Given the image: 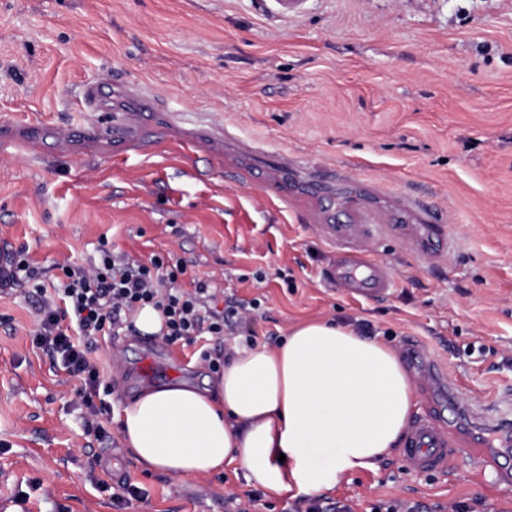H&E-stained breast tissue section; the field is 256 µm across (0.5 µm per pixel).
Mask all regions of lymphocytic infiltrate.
<instances>
[{
    "label": "lymphocytic infiltrate",
    "instance_id": "lymphocytic-infiltrate-1",
    "mask_svg": "<svg viewBox=\"0 0 512 512\" xmlns=\"http://www.w3.org/2000/svg\"><path fill=\"white\" fill-rule=\"evenodd\" d=\"M61 271L59 279H51L31 267L25 249L11 251L0 268V293L33 285L37 322L32 343L53 366L80 380L85 428L95 437L106 434L99 421L102 409L93 401L99 369L89 353L97 337L133 327L134 314L146 306L161 314V333L172 343L198 336L220 340L234 333L238 305L218 308L221 289L200 278L183 287L184 260L155 254L143 261L103 246L87 264H65Z\"/></svg>",
    "mask_w": 512,
    "mask_h": 512
}]
</instances>
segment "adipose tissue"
I'll use <instances>...</instances> for the list:
<instances>
[{"label":"adipose tissue","instance_id":"obj_1","mask_svg":"<svg viewBox=\"0 0 512 512\" xmlns=\"http://www.w3.org/2000/svg\"><path fill=\"white\" fill-rule=\"evenodd\" d=\"M414 407L397 354L327 321L276 348L237 349L202 387L148 388L118 417L144 468L176 477L239 465L267 495L317 493L400 448Z\"/></svg>","mask_w":512,"mask_h":512}]
</instances>
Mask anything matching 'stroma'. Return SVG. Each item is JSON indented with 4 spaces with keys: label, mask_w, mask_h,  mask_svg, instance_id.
<instances>
[{
    "label": "stroma",
    "mask_w": 512,
    "mask_h": 512,
    "mask_svg": "<svg viewBox=\"0 0 512 512\" xmlns=\"http://www.w3.org/2000/svg\"><path fill=\"white\" fill-rule=\"evenodd\" d=\"M136 84L170 110V125L112 158V115L79 112L73 96L93 75ZM207 126L210 145L187 161L175 150ZM0 249L27 248L35 266L82 262L100 243L140 258L173 251L188 277L261 306L223 342H165L122 331L98 337L94 397L110 434L85 431L78 379L33 347V311L0 297V495L27 512H292L243 470L177 478L143 468L116 420L138 392L202 383L199 361L218 345L275 347L297 324L371 323L393 349L411 337L443 378L408 367L414 415L465 408L512 391V0H306L294 16L273 0H0ZM337 171L332 200L375 185L419 198L454 247L446 263L412 249L415 226L385 236L375 257L396 277L392 295L354 299L329 285L331 251L302 200L270 201L242 184L224 155L248 146ZM152 376L134 371L145 358ZM115 453L140 499L97 487ZM322 500L372 512L420 503L444 512H512V486L458 460L444 473L411 470L402 453L341 476Z\"/></svg>",
    "instance_id": "obj_1"
}]
</instances>
